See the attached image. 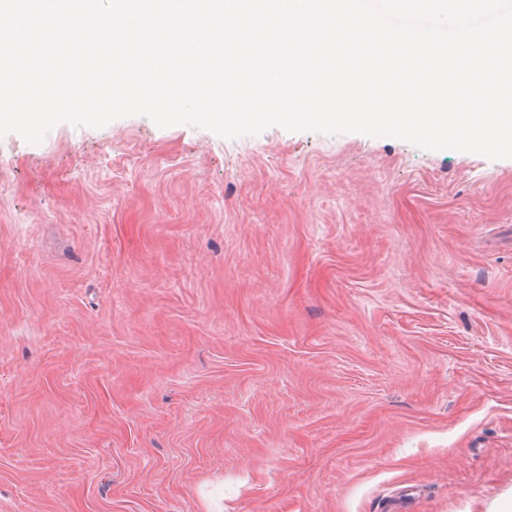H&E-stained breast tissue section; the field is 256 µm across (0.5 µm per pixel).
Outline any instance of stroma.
<instances>
[{
    "label": "stroma",
    "mask_w": 512,
    "mask_h": 512,
    "mask_svg": "<svg viewBox=\"0 0 512 512\" xmlns=\"http://www.w3.org/2000/svg\"><path fill=\"white\" fill-rule=\"evenodd\" d=\"M500 512L512 159L129 116L0 139V512Z\"/></svg>",
    "instance_id": "stroma-1"
}]
</instances>
